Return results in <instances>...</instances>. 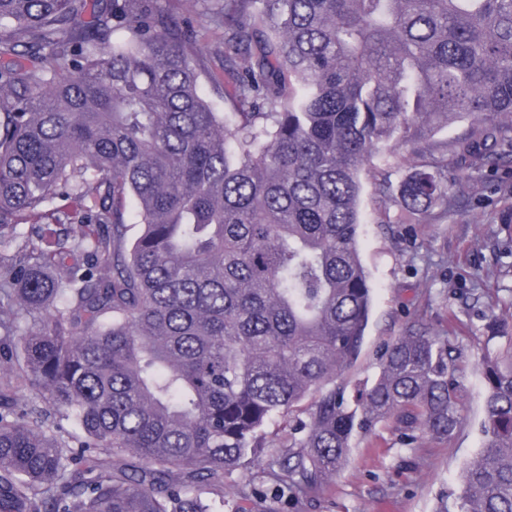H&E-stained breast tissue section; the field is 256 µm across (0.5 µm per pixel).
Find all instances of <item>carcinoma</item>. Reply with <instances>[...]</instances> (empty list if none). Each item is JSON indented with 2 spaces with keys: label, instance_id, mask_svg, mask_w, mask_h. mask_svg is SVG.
<instances>
[{
  "label": "carcinoma",
  "instance_id": "cac0c4a2",
  "mask_svg": "<svg viewBox=\"0 0 512 512\" xmlns=\"http://www.w3.org/2000/svg\"><path fill=\"white\" fill-rule=\"evenodd\" d=\"M212 2L195 26L161 0H0V512H221L234 472L298 506L357 432L463 426L455 347L419 316L354 400L337 380L372 303L361 175L409 146L401 223L448 216L427 139L472 115L458 165L491 162L512 0ZM481 377L486 444L454 506L512 512V336ZM221 30H211L200 41L199 48L201 49L202 56L209 61L210 68L219 76H222V57L219 56L218 46L222 43Z\"/></svg>",
  "mask_w": 512,
  "mask_h": 512
}]
</instances>
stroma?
Returning a JSON list of instances; mask_svg holds the SVG:
<instances>
[{
  "label": "stroma",
  "instance_id": "1",
  "mask_svg": "<svg viewBox=\"0 0 512 512\" xmlns=\"http://www.w3.org/2000/svg\"><path fill=\"white\" fill-rule=\"evenodd\" d=\"M359 251L372 288L365 343L340 377L347 393L379 373V348L400 336L413 315L450 336L463 369L464 426L449 440L400 441L391 422L356 434L340 475L301 512H442L462 468L482 448L485 386L480 369L492 351L488 326L512 318V161L484 173L440 224H419L415 236L398 232L399 196L384 197L371 173L363 175Z\"/></svg>",
  "mask_w": 512,
  "mask_h": 512
}]
</instances>
